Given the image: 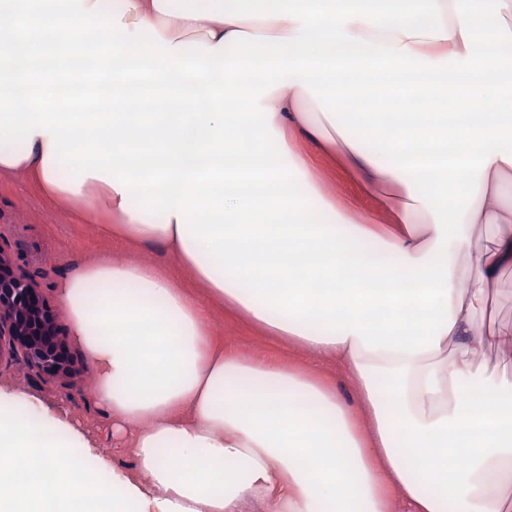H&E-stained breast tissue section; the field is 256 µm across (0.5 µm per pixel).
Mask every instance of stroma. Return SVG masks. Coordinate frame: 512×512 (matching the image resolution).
I'll return each instance as SVG.
<instances>
[{
    "instance_id": "stroma-1",
    "label": "stroma",
    "mask_w": 512,
    "mask_h": 512,
    "mask_svg": "<svg viewBox=\"0 0 512 512\" xmlns=\"http://www.w3.org/2000/svg\"><path fill=\"white\" fill-rule=\"evenodd\" d=\"M0 251L33 278L59 324L70 321L58 294L61 273L76 271L101 255L123 257L127 248L104 235L98 225L78 220L57 209L39 190L22 177L0 174ZM215 336L229 340L245 355H277L281 348L274 339L261 335L243 320L215 309ZM74 371L60 378L29 367L22 360L0 359V385L53 405L68 396L69 412L95 439L98 453L108 455L115 467L129 466L131 460L117 449L109 421L98 410L93 398L94 371L86 353L72 346Z\"/></svg>"
}]
</instances>
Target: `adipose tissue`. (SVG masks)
I'll return each instance as SVG.
<instances>
[{"label": "adipose tissue", "mask_w": 512, "mask_h": 512, "mask_svg": "<svg viewBox=\"0 0 512 512\" xmlns=\"http://www.w3.org/2000/svg\"><path fill=\"white\" fill-rule=\"evenodd\" d=\"M172 0H123L122 21L167 45L228 46L235 31L292 36L289 19L181 16ZM445 33L406 37L353 20L350 35L421 57L467 50L455 0H437ZM271 108L301 191L368 249L422 267L438 236L430 208L398 170L329 123L306 90L286 85ZM49 136L0 151V174L34 181L58 205L89 213L104 233L171 254L205 297L157 266L105 256L59 281L75 342L95 368L94 395L131 457L111 468L54 407L0 390V512H512V377L478 361L486 346L512 356V328H482L496 282L512 269V164L491 157L465 229L490 230L483 249L454 241L448 331L438 349L366 350L269 313L229 284L176 216L133 205L114 182L63 176ZM346 186L322 188L323 167ZM246 318L298 359L242 355L216 343L213 303ZM341 364L348 388L322 368Z\"/></svg>", "instance_id": "obj_1"}]
</instances>
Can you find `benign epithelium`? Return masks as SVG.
I'll return each instance as SVG.
<instances>
[{
    "mask_svg": "<svg viewBox=\"0 0 512 512\" xmlns=\"http://www.w3.org/2000/svg\"><path fill=\"white\" fill-rule=\"evenodd\" d=\"M6 353L49 376L72 370L55 314L31 277L0 251V358Z\"/></svg>",
    "mask_w": 512,
    "mask_h": 512,
    "instance_id": "obj_1",
    "label": "benign epithelium"
}]
</instances>
